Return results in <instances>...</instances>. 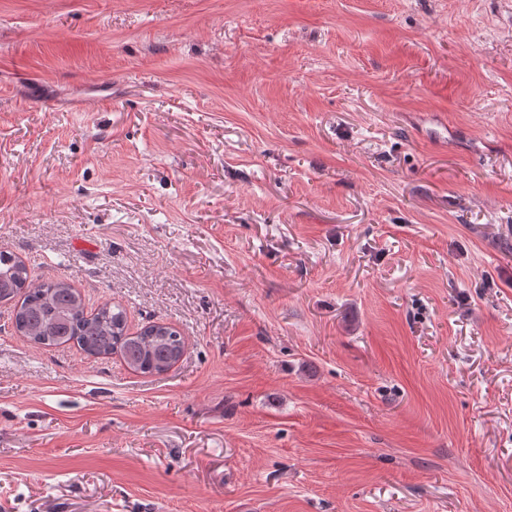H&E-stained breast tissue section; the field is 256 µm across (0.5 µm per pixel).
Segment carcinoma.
I'll use <instances>...</instances> for the list:
<instances>
[{
	"instance_id": "cac0c4a2",
	"label": "carcinoma",
	"mask_w": 512,
	"mask_h": 512,
	"mask_svg": "<svg viewBox=\"0 0 512 512\" xmlns=\"http://www.w3.org/2000/svg\"><path fill=\"white\" fill-rule=\"evenodd\" d=\"M0 303L14 304V327L33 343L73 344L94 357L117 354L135 372L168 371L185 350L184 337L176 328L153 323L131 333L120 305L106 301L88 313L81 293L70 282L49 277L32 284L25 262L1 252Z\"/></svg>"
}]
</instances>
